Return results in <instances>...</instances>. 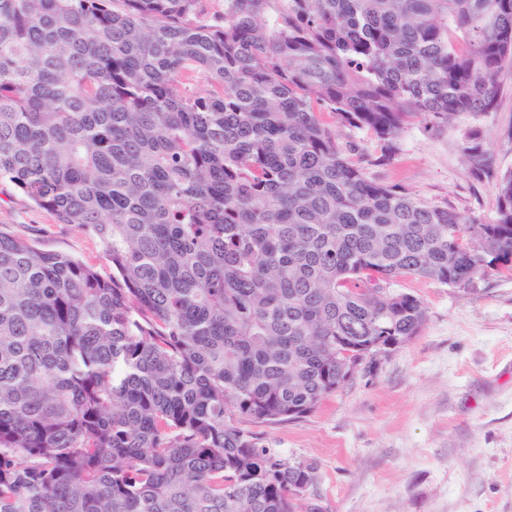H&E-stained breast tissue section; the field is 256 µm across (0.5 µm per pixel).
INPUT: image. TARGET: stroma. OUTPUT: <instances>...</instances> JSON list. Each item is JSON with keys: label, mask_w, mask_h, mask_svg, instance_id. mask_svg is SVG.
<instances>
[{"label": "stroma", "mask_w": 512, "mask_h": 512, "mask_svg": "<svg viewBox=\"0 0 512 512\" xmlns=\"http://www.w3.org/2000/svg\"><path fill=\"white\" fill-rule=\"evenodd\" d=\"M497 81L492 111L463 115L445 130L412 121L392 156L366 129L338 128L339 141L356 144L350 159L369 179L492 223L495 178L512 170L511 63ZM473 136L494 177L469 173L461 146ZM0 224L112 272L95 236L57 223L6 181ZM397 287L426 306L418 336L311 412L274 423L244 419L241 427L288 459L317 465L304 512H512V272H491L467 288L414 277Z\"/></svg>", "instance_id": "stroma-1"}]
</instances>
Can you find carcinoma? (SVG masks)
<instances>
[{"label": "carcinoma", "instance_id": "cac0c4a2", "mask_svg": "<svg viewBox=\"0 0 512 512\" xmlns=\"http://www.w3.org/2000/svg\"><path fill=\"white\" fill-rule=\"evenodd\" d=\"M202 2L0 0V181L112 266L0 225V512H299L317 465L227 411L299 417L344 352L418 335L402 278L512 271V171L484 224L368 179L320 119L389 155L491 111L512 0Z\"/></svg>", "mask_w": 512, "mask_h": 512}]
</instances>
